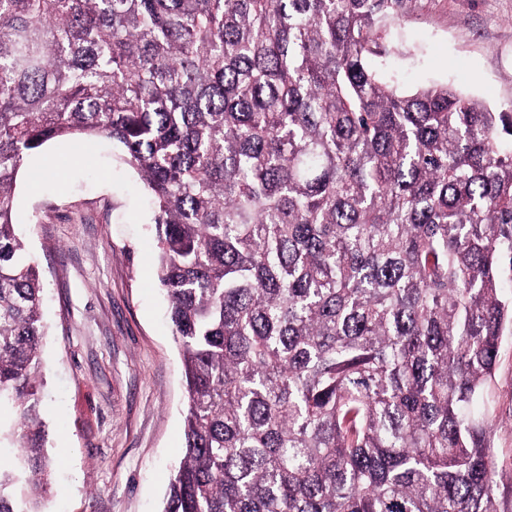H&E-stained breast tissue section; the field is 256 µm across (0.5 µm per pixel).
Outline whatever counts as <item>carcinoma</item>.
I'll return each mask as SVG.
<instances>
[{"label": "carcinoma", "instance_id": "cac0c4a2", "mask_svg": "<svg viewBox=\"0 0 512 512\" xmlns=\"http://www.w3.org/2000/svg\"><path fill=\"white\" fill-rule=\"evenodd\" d=\"M403 0H0V512H38L42 284L16 184L117 142L181 348L164 512H501L512 126L369 66ZM493 423L491 447L503 476L499 497L503 512H512V330L505 327L493 381L486 398Z\"/></svg>", "mask_w": 512, "mask_h": 512}]
</instances>
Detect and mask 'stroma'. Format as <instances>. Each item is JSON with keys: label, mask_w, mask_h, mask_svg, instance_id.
<instances>
[{"label": "stroma", "mask_w": 512, "mask_h": 512, "mask_svg": "<svg viewBox=\"0 0 512 512\" xmlns=\"http://www.w3.org/2000/svg\"><path fill=\"white\" fill-rule=\"evenodd\" d=\"M373 59L405 90L446 83L512 110V0H405ZM19 175L17 232L44 284L45 512H163L184 446L181 356L157 281L153 213L122 148L63 140ZM499 497L512 512V330L486 398Z\"/></svg>", "instance_id": "obj_1"}]
</instances>
